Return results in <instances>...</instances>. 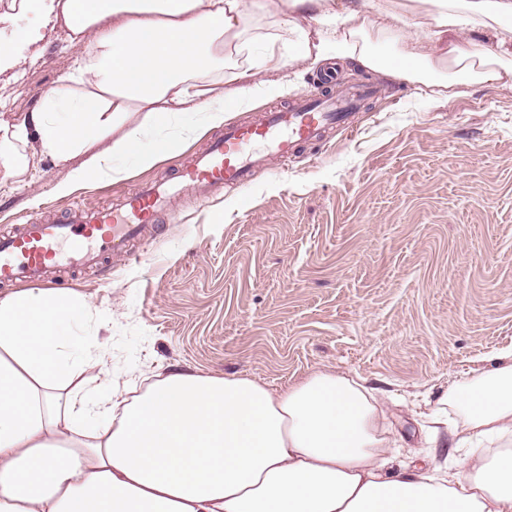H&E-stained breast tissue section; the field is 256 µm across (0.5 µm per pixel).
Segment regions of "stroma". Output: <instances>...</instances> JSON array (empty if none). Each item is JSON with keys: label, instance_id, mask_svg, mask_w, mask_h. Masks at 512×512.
I'll list each match as a JSON object with an SVG mask.
<instances>
[{"label": "stroma", "instance_id": "35a3bbf8", "mask_svg": "<svg viewBox=\"0 0 512 512\" xmlns=\"http://www.w3.org/2000/svg\"><path fill=\"white\" fill-rule=\"evenodd\" d=\"M10 48L23 64L0 74V120L13 123L62 87L74 51L51 24L39 46ZM335 65L342 86L377 88L354 128L207 204L184 195L147 259L112 260L67 288L89 303L81 336L128 397L171 366L273 389L316 369L348 372L381 390L396 463L439 465L426 401L512 349V88L440 100L356 61ZM317 72L296 63L287 95L235 104L232 120L287 106ZM205 144L71 198L52 193L67 165L47 158L8 179L1 155L0 231L74 200L111 206Z\"/></svg>", "mask_w": 512, "mask_h": 512}]
</instances>
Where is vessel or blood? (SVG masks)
<instances>
[{
    "instance_id": "b4317fda",
    "label": "vessel or blood",
    "mask_w": 512,
    "mask_h": 512,
    "mask_svg": "<svg viewBox=\"0 0 512 512\" xmlns=\"http://www.w3.org/2000/svg\"><path fill=\"white\" fill-rule=\"evenodd\" d=\"M329 80L302 92L283 108H270L255 121L225 126L172 175L144 180L112 207L73 203L64 213L39 218L0 235V286L39 284L58 288V273L89 269L107 259L135 261L133 244L156 228L173 200L191 193L208 202L213 192L248 185L268 156H294L321 140L327 129L350 127L359 103L370 94L356 85L343 97L329 92Z\"/></svg>"
}]
</instances>
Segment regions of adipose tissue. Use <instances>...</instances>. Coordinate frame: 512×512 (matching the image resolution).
I'll return each mask as SVG.
<instances>
[{
  "label": "adipose tissue",
  "instance_id": "adipose-tissue-1",
  "mask_svg": "<svg viewBox=\"0 0 512 512\" xmlns=\"http://www.w3.org/2000/svg\"><path fill=\"white\" fill-rule=\"evenodd\" d=\"M66 31L77 60L65 87L4 145H31L12 175L43 158L69 165L66 197L147 169L224 125L213 73L227 56L237 99L287 94L278 73L350 57L385 77L440 88H512V0H16ZM278 18L248 36L251 14ZM399 21L396 48L365 31ZM141 114L130 126L126 116ZM90 307L73 292L25 288L0 299V512H512V351L443 387L428 422L437 446L468 449L465 470H391L394 443L373 389L317 370L272 390L240 376L175 369L132 401L102 370L79 383L78 331Z\"/></svg>",
  "mask_w": 512,
  "mask_h": 512
}]
</instances>
